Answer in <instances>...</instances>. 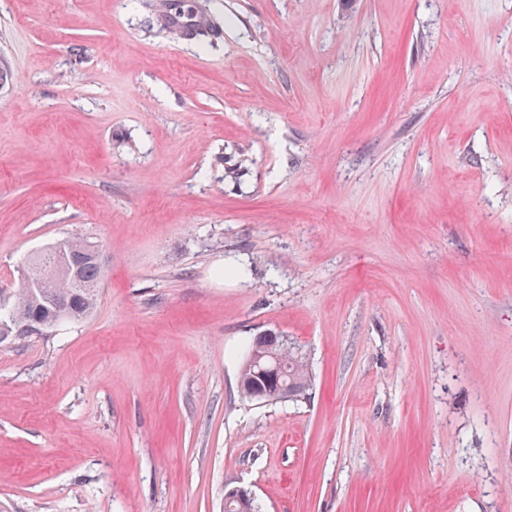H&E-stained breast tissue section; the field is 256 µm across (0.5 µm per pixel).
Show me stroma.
Returning a JSON list of instances; mask_svg holds the SVG:
<instances>
[{
	"label": "stroma",
	"instance_id": "stroma-1",
	"mask_svg": "<svg viewBox=\"0 0 512 512\" xmlns=\"http://www.w3.org/2000/svg\"><path fill=\"white\" fill-rule=\"evenodd\" d=\"M0 0V512H512V0ZM301 347L298 402L242 349ZM84 258L97 262L75 267L59 259L54 246L38 254L30 263L23 288L12 305L8 325L9 307L0 299V327L8 326L0 331V340L38 334L44 324L55 319H59V324L80 322L91 316L98 304L107 257L94 246ZM26 283L32 286L26 288Z\"/></svg>",
	"mask_w": 512,
	"mask_h": 512
}]
</instances>
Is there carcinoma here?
I'll return each instance as SVG.
<instances>
[{"mask_svg": "<svg viewBox=\"0 0 512 512\" xmlns=\"http://www.w3.org/2000/svg\"><path fill=\"white\" fill-rule=\"evenodd\" d=\"M107 265L88 262L75 267L59 259L50 246L30 263L24 282L31 287L21 288L13 303L8 329L0 331V340L10 336H32L42 326L55 319L80 322L93 313L99 300L100 285ZM278 362L279 382L287 383L288 400L294 402L305 397L311 385L308 358L296 345L283 336L276 345L269 346L252 341L241 367L239 387L241 394L252 398L253 372L251 362Z\"/></svg>", "mask_w": 512, "mask_h": 512, "instance_id": "cac0c4a2", "label": "carcinoma"}]
</instances>
